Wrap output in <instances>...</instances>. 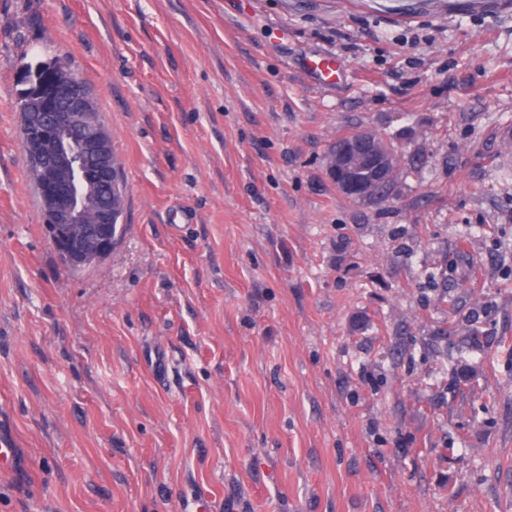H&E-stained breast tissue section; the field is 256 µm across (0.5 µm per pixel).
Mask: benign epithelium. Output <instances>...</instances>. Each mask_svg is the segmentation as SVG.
Masks as SVG:
<instances>
[{"instance_id":"1","label":"benign epithelium","mask_w":512,"mask_h":512,"mask_svg":"<svg viewBox=\"0 0 512 512\" xmlns=\"http://www.w3.org/2000/svg\"><path fill=\"white\" fill-rule=\"evenodd\" d=\"M20 139L27 168L43 202L51 241L73 265L81 264L87 251L103 254L114 241L122 195L120 169L112 150V137L95 112L90 86L58 56L40 70L21 77ZM368 130L336 139L326 164L330 178L343 192L371 198L392 179L393 156L375 146ZM107 179L111 203L100 208L94 222L81 228L82 182Z\"/></svg>"}]
</instances>
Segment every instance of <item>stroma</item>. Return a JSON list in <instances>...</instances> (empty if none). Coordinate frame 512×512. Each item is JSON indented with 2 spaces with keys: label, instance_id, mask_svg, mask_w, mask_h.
I'll return each instance as SVG.
<instances>
[{
  "label": "stroma",
  "instance_id": "obj_1",
  "mask_svg": "<svg viewBox=\"0 0 512 512\" xmlns=\"http://www.w3.org/2000/svg\"><path fill=\"white\" fill-rule=\"evenodd\" d=\"M406 2L0 0V512H512V0ZM58 55L124 182L76 273L15 109ZM378 137L390 146L393 155H387L379 150L374 145L377 137L368 130L359 131L351 137L337 138L329 152L334 155L326 164L330 178L338 188L347 193H344L345 195L354 200L359 201L356 197L369 199L383 188L371 199L362 201L372 202L382 199L395 181L391 179L393 157L397 167V156L393 147L383 138Z\"/></svg>",
  "mask_w": 512,
  "mask_h": 512
}]
</instances>
